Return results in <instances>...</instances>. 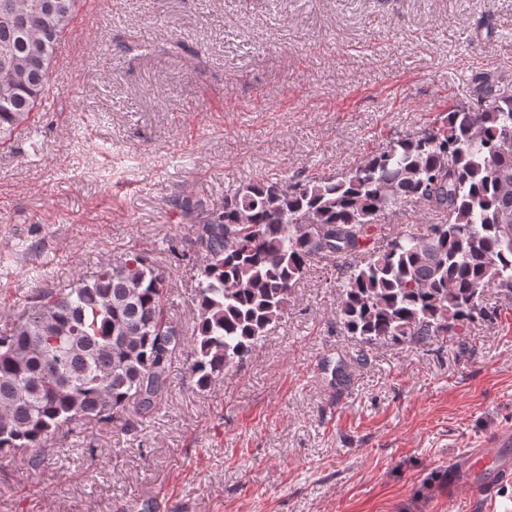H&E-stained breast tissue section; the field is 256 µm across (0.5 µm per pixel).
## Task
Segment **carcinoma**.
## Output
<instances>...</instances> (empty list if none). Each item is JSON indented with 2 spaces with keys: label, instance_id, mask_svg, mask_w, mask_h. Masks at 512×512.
<instances>
[{
  "label": "carcinoma",
  "instance_id": "carcinoma-1",
  "mask_svg": "<svg viewBox=\"0 0 512 512\" xmlns=\"http://www.w3.org/2000/svg\"><path fill=\"white\" fill-rule=\"evenodd\" d=\"M83 0H0V145L29 127ZM410 202L444 215L371 247L367 230ZM199 262L188 344L169 314V276L131 247L90 275L36 289L0 335V452L35 466L79 422L119 431L150 417L172 371L208 389L281 320L315 261L342 274L337 316L368 345L462 336L512 299V96L475 78L474 98L398 136L342 174L249 182L212 207L176 202Z\"/></svg>",
  "mask_w": 512,
  "mask_h": 512
}]
</instances>
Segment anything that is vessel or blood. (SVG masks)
Wrapping results in <instances>:
<instances>
[{"label":"vessel or blood","mask_w":512,"mask_h":512,"mask_svg":"<svg viewBox=\"0 0 512 512\" xmlns=\"http://www.w3.org/2000/svg\"><path fill=\"white\" fill-rule=\"evenodd\" d=\"M512 477V429L494 433L480 447L469 449L465 459L448 461V481L482 497L493 493L503 477Z\"/></svg>","instance_id":"1"}]
</instances>
